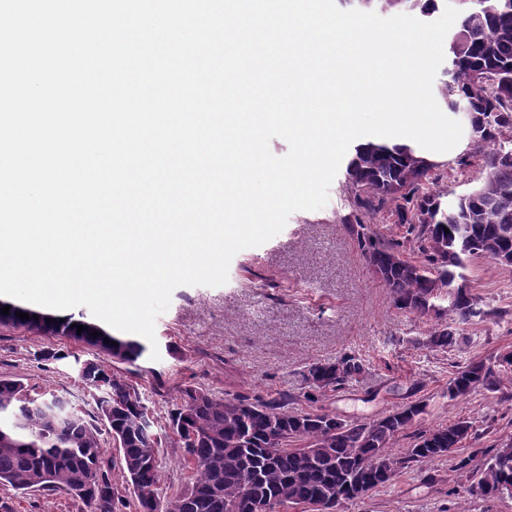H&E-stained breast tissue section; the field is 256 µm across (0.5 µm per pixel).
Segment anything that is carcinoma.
<instances>
[{
  "instance_id": "cac0c4a2",
  "label": "carcinoma",
  "mask_w": 512,
  "mask_h": 512,
  "mask_svg": "<svg viewBox=\"0 0 512 512\" xmlns=\"http://www.w3.org/2000/svg\"><path fill=\"white\" fill-rule=\"evenodd\" d=\"M360 9L387 13L435 9V0H356ZM458 24L448 45L445 79L435 96L449 111L468 113L467 129L481 153L484 180L471 190L442 202L429 181L434 168L413 146L367 139L357 144L346 167L354 203L368 213L390 200L397 223L408 225L411 242L423 255L414 263L402 256L401 242L380 236L371 225H349L373 271L381 275L395 306L419 317L438 308L439 320L418 344L430 350L459 347L462 326L484 320L480 296L471 292L464 270L483 256V245L512 247V0H456ZM82 320L69 317L52 333L86 345L77 334ZM116 342L118 360L129 365L146 347L127 336ZM368 364L355 354L334 362L310 364L303 379L306 399L361 382ZM81 382L93 390L97 415L88 420L67 401H50L73 418L52 421L25 399L24 382L0 379V483L22 491H64L81 500L89 512H122L123 491L132 489L137 512H288L301 507L320 512L388 486L403 470L447 457L465 447L476 433L465 418L418 435L409 448L393 444L425 411L410 402L369 422L342 420L323 409L293 411L288 396H217L202 388L178 391L165 423H159L139 385L87 361L78 369ZM512 384V353L493 359H471L448 380V396L466 399L483 389L499 391ZM118 445L123 483L112 480V461L104 457L101 432ZM182 449L190 470L188 486L160 495V448L164 442ZM95 466L100 484L86 487L87 470ZM484 499L512 498V443H502L480 467L477 488Z\"/></svg>"
}]
</instances>
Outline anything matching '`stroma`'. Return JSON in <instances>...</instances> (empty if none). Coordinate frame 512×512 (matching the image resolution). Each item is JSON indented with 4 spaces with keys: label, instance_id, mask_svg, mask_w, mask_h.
<instances>
[{
    "label": "stroma",
    "instance_id": "1",
    "mask_svg": "<svg viewBox=\"0 0 512 512\" xmlns=\"http://www.w3.org/2000/svg\"><path fill=\"white\" fill-rule=\"evenodd\" d=\"M462 136L452 153L427 152L441 191L464 192L484 172ZM393 203L376 215L358 216L344 172H337L326 205L292 213L283 230L261 246L234 255L225 284L181 286L155 324L159 359L143 356L135 368L108 353L60 335L0 324V378L22 380L31 396L54 394L85 417L96 404L79 380L77 361L92 360L115 373H131L158 415L171 409L179 388L253 397L284 393L294 410L310 409L302 374L312 362H333L347 353L365 359L367 378L328 393L319 404L349 421H369L421 401V419L397 441L410 447L420 432L465 418L478 430L458 459L413 467L392 483L341 505L337 512H512V499L467 497L480 465L503 441L512 440V387L481 391L464 400L448 396L455 366L472 358L512 351V267L471 259L465 275L493 317L466 325L453 352L418 344L434 317L395 307L392 296L362 255L348 226L363 219L387 239H402ZM61 360H52V353ZM0 505L10 512H87L70 495L21 492L0 484Z\"/></svg>",
    "mask_w": 512,
    "mask_h": 512
}]
</instances>
